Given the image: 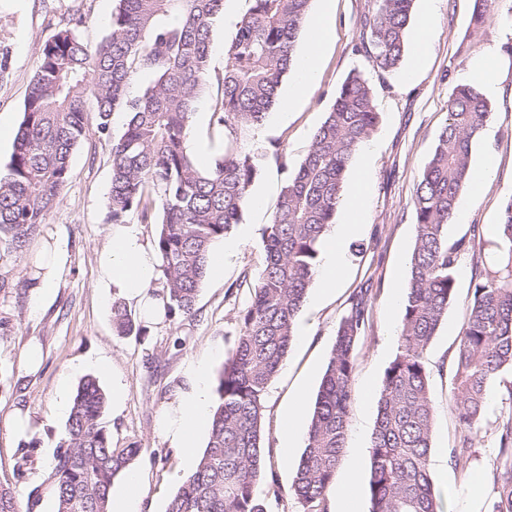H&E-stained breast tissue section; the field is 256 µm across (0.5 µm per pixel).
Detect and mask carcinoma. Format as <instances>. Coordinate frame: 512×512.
<instances>
[{"label":"carcinoma","mask_w":512,"mask_h":512,"mask_svg":"<svg viewBox=\"0 0 512 512\" xmlns=\"http://www.w3.org/2000/svg\"><path fill=\"white\" fill-rule=\"evenodd\" d=\"M110 30L91 50L77 24H66L42 46L23 105L6 172L0 173V249L19 254L62 198L70 159L87 136L86 114L97 113L112 166L108 206L112 223L135 217L155 226L165 315L195 313L212 247L240 222L249 191L267 156L288 169L281 144L271 152L243 144L278 103L295 63V41L310 0H250L225 51L224 71L211 70L213 27L224 0H116ZM414 0H373L362 20L357 50L386 73L398 69ZM148 83L130 96V76ZM217 82L211 131L218 147L201 168L190 150L192 115ZM115 112L128 114L125 131L109 137ZM491 115L473 85L456 86L413 199L416 239L409 263L397 352L387 367L372 434L369 512H443L430 471L434 402L425 353L455 296L459 254L486 244L495 261L477 270L472 298L450 369L456 419L468 432L448 449L450 464L466 471L474 455L469 435L482 428L488 391L512 371V199L492 240L481 234L448 244L457 199L469 181L472 139ZM379 122L374 94L357 73L338 88L307 155L285 182L263 236L265 263L240 319L235 348L216 387L208 442L195 470L166 512H266L257 494L265 448L262 420L271 379L295 337L296 320L317 267L318 247L334 224L352 160ZM120 335L140 332L120 300L112 304ZM366 324L360 294L340 321L290 492L304 512H327L345 448L355 345ZM106 395L95 377L79 383L66 436L52 463L57 512H108L115 479L141 449L112 447L103 425ZM492 512H512V419L500 427L493 473ZM0 512H18L11 487L0 484Z\"/></svg>","instance_id":"carcinoma-1"}]
</instances>
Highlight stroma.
<instances>
[{
    "label": "stroma",
    "instance_id": "stroma-1",
    "mask_svg": "<svg viewBox=\"0 0 512 512\" xmlns=\"http://www.w3.org/2000/svg\"><path fill=\"white\" fill-rule=\"evenodd\" d=\"M115 6L116 0H0V46L9 51L7 69L0 74V121L8 127L7 135L0 137L1 170L13 152L44 42L77 11L82 17L78 32L88 48H95ZM371 6L372 0H332L336 31L323 56L319 80L284 119L266 118L244 144L245 149L263 151L282 142L290 166H298L345 78L361 73L373 89L380 119L367 141L371 152L362 230L345 245V264L335 290L321 295L319 282H312L297 319L309 333L294 339L268 387L262 436L269 450L264 467L270 475L259 484L267 512H304L290 492L302 451L283 452L279 414L300 388L306 391L307 403H314L338 323L360 292L367 298V321L355 348L354 400L334 484L342 486L349 467H356L359 512L369 510L372 433L382 380L397 351L404 312L394 292L407 286L416 236L414 192L447 123L449 94L456 85L469 82L472 60L484 53L497 57V87L485 93L491 116L472 141L471 159L477 165L490 155L495 167L480 197L466 190L460 194L457 207L467 219L448 225L449 241L470 238L473 227L500 223L502 209L512 199V0H489L482 15L476 0H436L427 62L409 82L402 72L378 71L358 49L360 21ZM249 7V0H224V14L211 45L213 70L223 71L225 50ZM86 120L91 132L71 158L70 180L46 229L29 238L22 254L0 251V484L15 489L20 512H54L52 461L67 421L66 414L54 408L55 387L64 377L78 386L83 376L91 374L108 392L117 377L126 384L128 395L120 409L106 408L104 424L113 447L134 444L144 450L136 462L143 475L141 512H166L187 470L180 449L160 431L161 416L191 391L192 363L206 361L209 382L217 384L263 268V233L287 174L274 160L265 163L255 183L269 189L268 211L259 215L244 208L230 233L238 240V249L226 261L223 277L206 279L193 317L175 314L156 322L145 320L140 335L120 336L112 326L113 299L97 286L98 253L112 226L108 209L112 170L106 137L94 130L95 113H87ZM50 227L63 237L69 264L53 302L37 308L29 281ZM480 259L490 262L494 255L487 249L460 254L455 298L425 355L435 406L432 445L436 448L452 447L463 435L452 411L448 371ZM32 347L42 352V364L34 371L24 364ZM82 358L90 364L80 370L76 364ZM99 360L107 363V370L96 368ZM511 383L512 372L506 371L489 390L487 420L473 437L476 453L468 471L449 464L434 471L445 512H491L499 426L512 417V395L507 392ZM20 411L27 413L32 428L24 441L9 433V422ZM26 445L33 450V460L27 464L21 460ZM476 481L481 482L482 492L474 498L470 488Z\"/></svg>",
    "mask_w": 512,
    "mask_h": 512
}]
</instances>
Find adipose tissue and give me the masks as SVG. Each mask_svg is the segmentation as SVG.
<instances>
[{"label":"adipose tissue","mask_w":512,"mask_h":512,"mask_svg":"<svg viewBox=\"0 0 512 512\" xmlns=\"http://www.w3.org/2000/svg\"><path fill=\"white\" fill-rule=\"evenodd\" d=\"M331 23L330 11H323L309 29L308 45L300 55V66L288 90L285 107L296 100L320 77V59ZM364 179H357L348 197L346 219L337 225L323 251L321 283L324 289L335 288L344 264V246L360 227L359 215L364 207ZM68 254L59 240H52L40 259L42 274L32 290L36 305L51 301L55 285L67 266ZM157 252L143 244L141 231L135 224L113 225L107 244L98 254V285L149 311L152 318L163 313L162 301L151 295L150 288L159 276ZM191 393L171 404L163 423V432L175 447L181 448L187 462H194L197 435L210 416L213 404L208 386V369L204 363L191 368Z\"/></svg>","instance_id":"ef3b65f1"}]
</instances>
